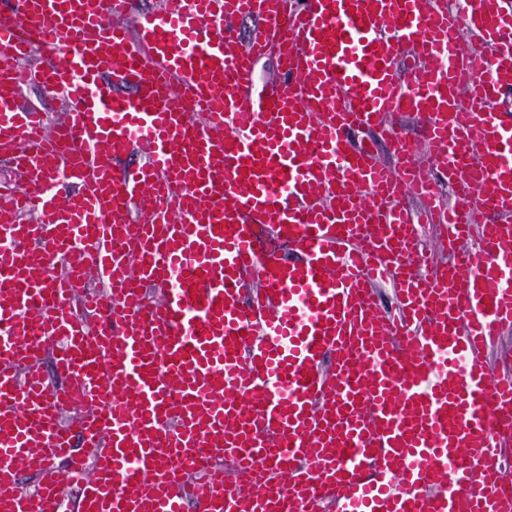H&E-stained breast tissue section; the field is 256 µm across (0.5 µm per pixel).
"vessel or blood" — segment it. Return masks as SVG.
<instances>
[{"mask_svg":"<svg viewBox=\"0 0 512 512\" xmlns=\"http://www.w3.org/2000/svg\"><path fill=\"white\" fill-rule=\"evenodd\" d=\"M0 159V512H512V0H0ZM23 102L44 110L50 123L56 122L63 114L60 100L51 93L37 87H30L23 92Z\"/></svg>","mask_w":512,"mask_h":512,"instance_id":"vessel-or-blood-1","label":"vessel or blood"}]
</instances>
